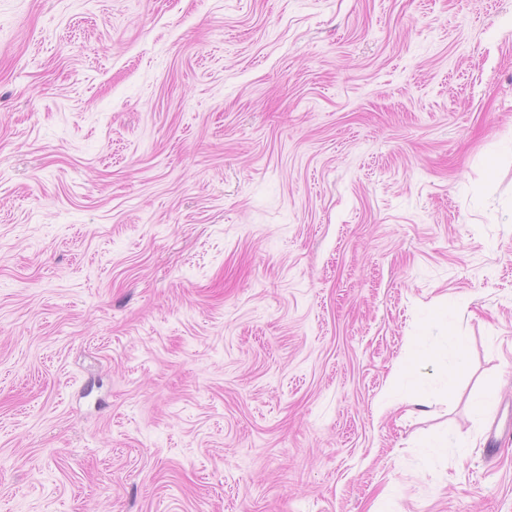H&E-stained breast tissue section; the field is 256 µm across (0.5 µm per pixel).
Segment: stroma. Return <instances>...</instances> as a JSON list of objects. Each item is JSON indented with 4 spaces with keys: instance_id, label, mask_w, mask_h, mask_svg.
Listing matches in <instances>:
<instances>
[{
    "instance_id": "stroma-1",
    "label": "stroma",
    "mask_w": 512,
    "mask_h": 512,
    "mask_svg": "<svg viewBox=\"0 0 512 512\" xmlns=\"http://www.w3.org/2000/svg\"><path fill=\"white\" fill-rule=\"evenodd\" d=\"M0 512H512V0H0ZM412 358L415 367H421L431 359L441 357L444 362L439 363L438 376L452 384L453 379L466 366V342L463 336H458L452 330H446L444 341L440 349L433 350L423 342L421 336L415 337L411 342Z\"/></svg>"
}]
</instances>
